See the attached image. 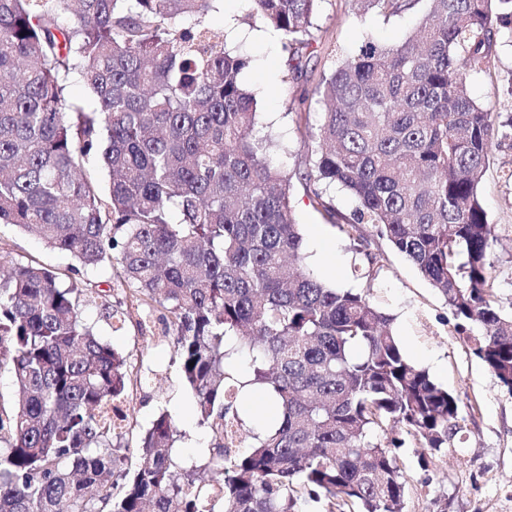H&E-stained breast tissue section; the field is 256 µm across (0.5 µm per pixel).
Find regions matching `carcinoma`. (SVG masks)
<instances>
[{"instance_id":"1","label":"carcinoma","mask_w":512,"mask_h":512,"mask_svg":"<svg viewBox=\"0 0 512 512\" xmlns=\"http://www.w3.org/2000/svg\"><path fill=\"white\" fill-rule=\"evenodd\" d=\"M212 0H0V224L39 236L88 270L118 252L133 301L159 306L173 363L211 435L197 459L173 453L161 412L135 446L120 406L127 358L83 315L85 290L37 263L0 273V512H404L406 480L374 435L398 427L439 451L460 431V398L403 353L393 319L366 295L308 272L294 182L351 240L368 276L377 255L360 225L406 256L444 299L473 353L512 392V312L496 301L493 229L480 198L492 140L512 117L473 100L470 73L496 52L512 0H427L420 27L383 47L327 53L317 87L324 119L312 163L292 177L254 134L247 60L224 30L198 24ZM297 73L322 0H253ZM419 0H359L397 15ZM67 20H61V14ZM78 74L93 106L62 111ZM108 169L109 196L84 170ZM339 186L359 202L339 214ZM180 220L169 222L170 208ZM250 381L231 384L239 348ZM258 384L275 422L235 450L237 392Z\"/></svg>"}]
</instances>
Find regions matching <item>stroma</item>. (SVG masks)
<instances>
[{
  "label": "stroma",
  "instance_id": "35a3bbf8",
  "mask_svg": "<svg viewBox=\"0 0 512 512\" xmlns=\"http://www.w3.org/2000/svg\"><path fill=\"white\" fill-rule=\"evenodd\" d=\"M253 0H215L203 20L224 31L229 50L243 55L249 67L241 81L257 102V135L275 143L274 163L288 172L305 170L310 154L305 130L317 129L323 107L314 93L327 48L353 53L365 38L384 45L404 41L418 26L421 10L384 16L360 10L356 0H323L309 47L301 60L303 75L288 73V51L282 34L256 19ZM471 97L494 112L512 113V37L504 36L489 66L468 79ZM512 164V142L493 145L481 198L496 241L492 247L497 299L512 309V188L499 179L502 165ZM293 209L302 235L305 266L328 286L364 291L393 318V327L406 357L461 400L460 433L447 448L434 453L421 441L397 431L403 444L395 455L406 477L405 512H436L435 502L447 500L448 512H512V393L501 388L476 357L465 336L455 330L454 317L442 297L403 254L377 235L373 225L363 234L378 257L371 279L351 274L355 258L350 242L337 225L314 209L303 188H296ZM36 260L81 282L84 287L110 291L112 305L125 303L128 285L118 276L117 263H104L92 272H75V260L48 247L41 239L0 224V265ZM102 309L86 310L99 335L139 368L141 384L133 392L135 415L130 439L150 426L160 412L175 421L180 436L176 451L193 456L209 445L198 426L192 395L172 362L165 336L164 311L136 312L122 329L109 326Z\"/></svg>",
  "mask_w": 512,
  "mask_h": 512
}]
</instances>
